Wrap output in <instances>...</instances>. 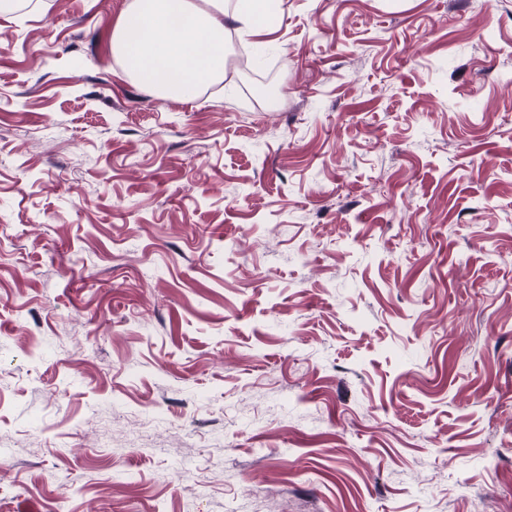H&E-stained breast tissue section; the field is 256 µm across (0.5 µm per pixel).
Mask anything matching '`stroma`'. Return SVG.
<instances>
[{"label": "stroma", "mask_w": 512, "mask_h": 512, "mask_svg": "<svg viewBox=\"0 0 512 512\" xmlns=\"http://www.w3.org/2000/svg\"><path fill=\"white\" fill-rule=\"evenodd\" d=\"M129 2L0 14V512H512V0H283L187 101Z\"/></svg>", "instance_id": "obj_1"}]
</instances>
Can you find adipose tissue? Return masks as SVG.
<instances>
[{
	"mask_svg": "<svg viewBox=\"0 0 512 512\" xmlns=\"http://www.w3.org/2000/svg\"><path fill=\"white\" fill-rule=\"evenodd\" d=\"M263 0H131L112 43L139 80L169 99H189L224 75V18L249 24Z\"/></svg>",
	"mask_w": 512,
	"mask_h": 512,
	"instance_id": "obj_1",
	"label": "adipose tissue"
}]
</instances>
